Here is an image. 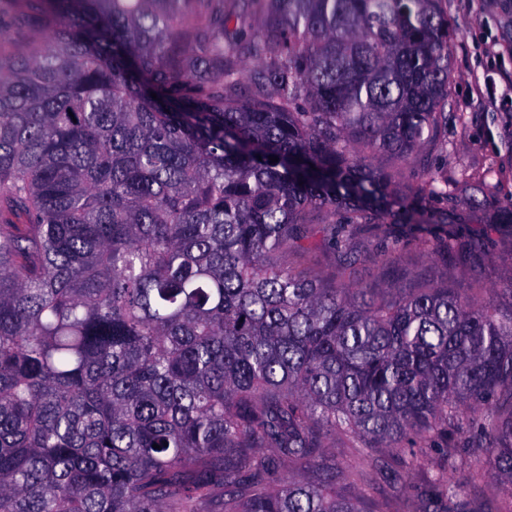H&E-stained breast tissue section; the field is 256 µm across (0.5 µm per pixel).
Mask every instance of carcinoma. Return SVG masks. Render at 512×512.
<instances>
[{
  "label": "carcinoma",
  "instance_id": "1",
  "mask_svg": "<svg viewBox=\"0 0 512 512\" xmlns=\"http://www.w3.org/2000/svg\"><path fill=\"white\" fill-rule=\"evenodd\" d=\"M26 2L37 29L0 42V512H360L338 437L432 459L401 482L423 512H512V284L287 261L315 222L348 269L353 228L464 204L512 242V198L382 166L447 145L446 0ZM449 477L452 481L463 486L469 497L476 502L498 500L501 497V486L492 475L472 481L469 471L465 468L452 473Z\"/></svg>",
  "mask_w": 512,
  "mask_h": 512
}]
</instances>
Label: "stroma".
<instances>
[{
  "mask_svg": "<svg viewBox=\"0 0 512 512\" xmlns=\"http://www.w3.org/2000/svg\"><path fill=\"white\" fill-rule=\"evenodd\" d=\"M448 22L454 32L451 66L455 82L448 115V150L430 156L426 168H397L385 159L386 168L398 169L400 190L432 177L447 175L459 197L474 194L478 183L496 187L499 199L512 197V0H447ZM502 66L504 79L497 82V102L488 105L473 96L472 90L483 81L488 68ZM448 223L462 237L483 238L488 250L482 266L445 269L431 264L427 249L432 236L402 232L399 226L385 224L361 227L351 236L350 247L360 260L349 283L356 288L380 285L379 265L386 237L403 235L404 246L395 264L400 269L440 279L450 277L461 292L476 288L478 300L495 298L500 289L512 284V244L500 242L485 224L480 211L463 209L449 215ZM376 448L337 446L336 457L346 465L358 467L363 478L344 488V495L361 499L369 512H418L414 497L394 492L396 462L377 465Z\"/></svg>",
  "mask_w": 512,
  "mask_h": 512,
  "instance_id": "obj_1",
  "label": "stroma"
}]
</instances>
